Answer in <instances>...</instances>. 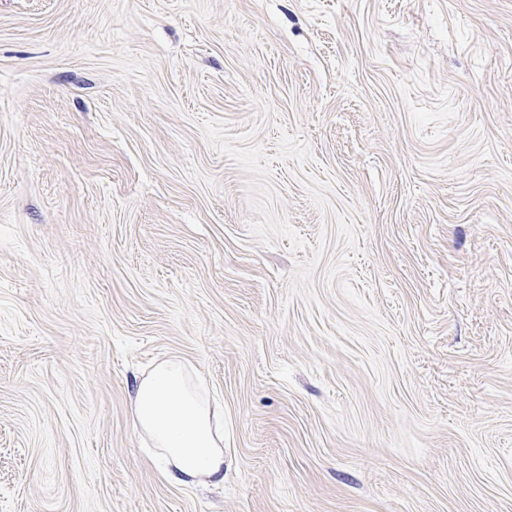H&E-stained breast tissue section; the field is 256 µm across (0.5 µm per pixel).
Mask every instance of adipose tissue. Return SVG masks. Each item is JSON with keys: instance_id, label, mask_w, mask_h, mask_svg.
I'll list each match as a JSON object with an SVG mask.
<instances>
[{"instance_id": "obj_1", "label": "adipose tissue", "mask_w": 512, "mask_h": 512, "mask_svg": "<svg viewBox=\"0 0 512 512\" xmlns=\"http://www.w3.org/2000/svg\"><path fill=\"white\" fill-rule=\"evenodd\" d=\"M133 413L169 481L223 483L224 411L211 405L198 374L176 359L158 362L135 389Z\"/></svg>"}]
</instances>
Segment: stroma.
<instances>
[{"label": "stroma", "instance_id": "stroma-1", "mask_svg": "<svg viewBox=\"0 0 512 512\" xmlns=\"http://www.w3.org/2000/svg\"><path fill=\"white\" fill-rule=\"evenodd\" d=\"M0 512H512V0H0ZM133 413L169 481L224 483V409L212 407L197 373L176 359L158 362L137 384Z\"/></svg>", "mask_w": 512, "mask_h": 512}]
</instances>
